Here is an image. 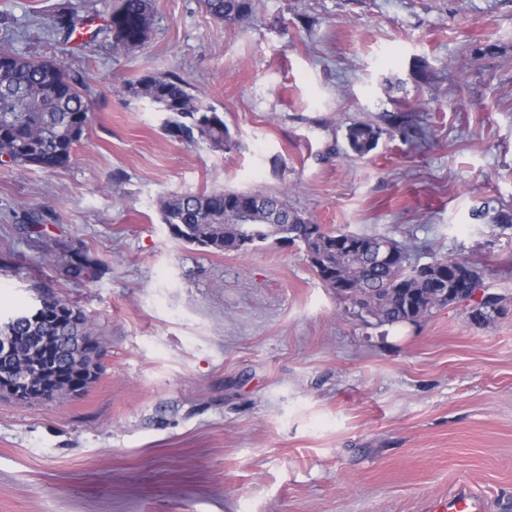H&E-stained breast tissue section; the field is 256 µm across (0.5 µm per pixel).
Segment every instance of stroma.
I'll list each match as a JSON object with an SVG mask.
<instances>
[{
	"instance_id": "35a3bbf8",
	"label": "stroma",
	"mask_w": 512,
	"mask_h": 512,
	"mask_svg": "<svg viewBox=\"0 0 512 512\" xmlns=\"http://www.w3.org/2000/svg\"><path fill=\"white\" fill-rule=\"evenodd\" d=\"M62 4L83 39L52 30ZM116 4L0 0V46L63 57L90 109L68 165L0 164V313L67 300L105 349L81 393L0 398V512H423L462 484L512 512V0H255L236 28L152 0L125 51ZM147 74L185 79L230 148L170 137L126 90ZM220 189L414 265L470 258L504 311L382 325L300 246L177 240L159 199ZM151 0H121L112 12L110 32L116 50L143 46L154 25ZM378 136L379 132L365 122L350 125L346 135L350 150L361 157L369 154L376 147Z\"/></svg>"
}]
</instances>
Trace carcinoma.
I'll return each mask as SVG.
<instances>
[{"mask_svg":"<svg viewBox=\"0 0 512 512\" xmlns=\"http://www.w3.org/2000/svg\"><path fill=\"white\" fill-rule=\"evenodd\" d=\"M206 11L229 27L244 23L251 15L254 0H203ZM151 0H120L112 12L110 32L113 47L129 50L143 46L154 25ZM75 15L66 6L53 15V28L70 38L76 31ZM127 91L146 99L167 114L164 129L173 138L186 143L202 142L213 151H222L228 143L224 119L210 105L188 91L180 77L144 75ZM88 121L83 95L67 73L62 60H38L9 48H0V163L23 168L52 170L67 165ZM379 132L370 124L357 122L348 127L350 150L369 154L377 145ZM252 205L258 239L268 240L266 224L288 225L289 242L299 243L307 252L312 267L330 271L322 279L325 286L341 283L359 296L370 295L367 313L381 324L416 322L437 306L448 304L450 297L441 288H465L479 294L480 268L468 260L440 258L424 265L407 266L405 248L390 236L354 235L341 230L322 231L314 238L307 232L311 222L288 205L282 195L244 191L213 190L196 194L172 195L160 201L163 223L175 228L177 239L201 244L218 251H234L233 239L224 225L238 223L236 210ZM395 252L384 268L372 265V247L378 240ZM500 298L480 294L471 312L478 325L489 321L484 309L501 310ZM71 326L85 337L88 351L79 358L60 352L43 378L42 390L24 398L10 388L11 380H0V396L19 402L54 399L71 393L69 385L83 388L98 374L93 354L104 350L79 307L63 300L42 297L38 303L18 310L0 323V336H56L58 327ZM44 354L25 344L17 348L15 365L29 367Z\"/></svg>","mask_w":512,"mask_h":512,"instance_id":"carcinoma-1","label":"carcinoma"}]
</instances>
